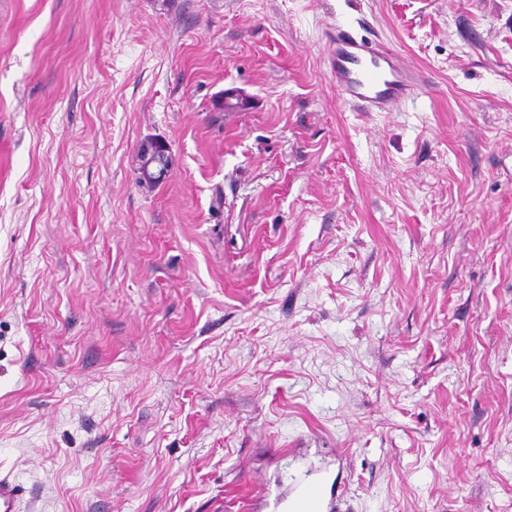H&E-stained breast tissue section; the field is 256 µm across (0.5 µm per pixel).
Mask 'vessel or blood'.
Listing matches in <instances>:
<instances>
[{
	"instance_id": "b4317fda",
	"label": "vessel or blood",
	"mask_w": 512,
	"mask_h": 512,
	"mask_svg": "<svg viewBox=\"0 0 512 512\" xmlns=\"http://www.w3.org/2000/svg\"><path fill=\"white\" fill-rule=\"evenodd\" d=\"M331 80L345 101L367 112H387L412 98L417 79L387 45L359 38L344 27L326 34ZM25 489L11 476H0V512H21ZM284 512H332L321 481L299 482L283 502Z\"/></svg>"
}]
</instances>
